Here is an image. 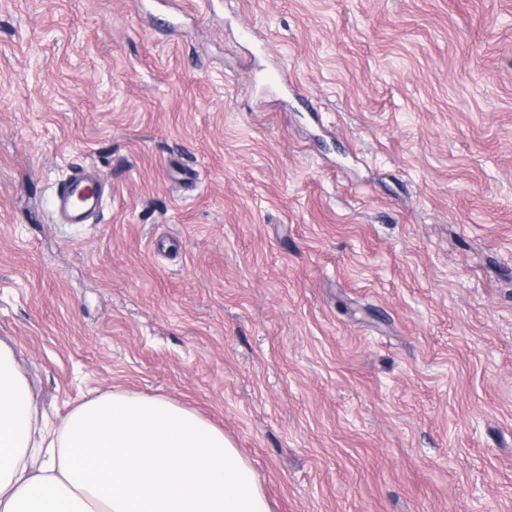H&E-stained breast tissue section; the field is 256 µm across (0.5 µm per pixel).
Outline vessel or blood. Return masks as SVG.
Masks as SVG:
<instances>
[{
    "label": "vessel or blood",
    "instance_id": "b4317fda",
    "mask_svg": "<svg viewBox=\"0 0 512 512\" xmlns=\"http://www.w3.org/2000/svg\"><path fill=\"white\" fill-rule=\"evenodd\" d=\"M103 178L91 165L75 164L55 186L54 221L58 224H86L105 204Z\"/></svg>",
    "mask_w": 512,
    "mask_h": 512
}]
</instances>
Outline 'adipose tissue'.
I'll return each instance as SVG.
<instances>
[{"mask_svg":"<svg viewBox=\"0 0 512 512\" xmlns=\"http://www.w3.org/2000/svg\"><path fill=\"white\" fill-rule=\"evenodd\" d=\"M0 512H271L223 430L163 396L109 392L39 425L0 342Z\"/></svg>","mask_w":512,"mask_h":512,"instance_id":"1","label":"adipose tissue"}]
</instances>
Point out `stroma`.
Returning a JSON list of instances; mask_svg holds the SVG:
<instances>
[{
	"instance_id": "obj_1",
	"label": "stroma",
	"mask_w": 512,
	"mask_h": 512,
	"mask_svg": "<svg viewBox=\"0 0 512 512\" xmlns=\"http://www.w3.org/2000/svg\"><path fill=\"white\" fill-rule=\"evenodd\" d=\"M151 3L0 0V340L40 415L166 396L272 512H512V0ZM72 163L94 223L52 219Z\"/></svg>"
}]
</instances>
